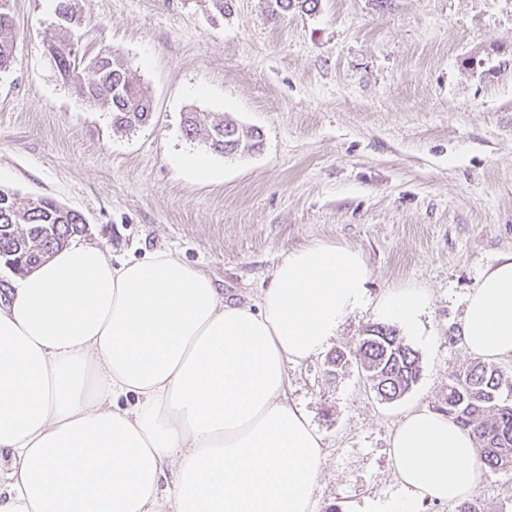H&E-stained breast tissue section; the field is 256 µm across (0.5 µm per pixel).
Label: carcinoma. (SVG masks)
<instances>
[{
    "label": "carcinoma",
    "mask_w": 512,
    "mask_h": 512,
    "mask_svg": "<svg viewBox=\"0 0 512 512\" xmlns=\"http://www.w3.org/2000/svg\"><path fill=\"white\" fill-rule=\"evenodd\" d=\"M272 11L286 12L294 6L313 11L318 0H270ZM54 33L48 53L60 77L84 100L112 113L116 134H124L145 123L152 99L127 73L119 55L103 49L90 61L97 66L88 76L79 71L73 54L70 29L80 23L74 0H56ZM9 0H0V71L11 66L14 54ZM185 135L203 139L220 154L253 150L260 144L255 130L243 131L231 119L215 120L203 112H190L184 121ZM86 231L82 214L47 198L21 199L0 188V261L14 264L25 274L49 260L69 241ZM356 363L368 369L377 381L376 396L394 400L406 393L420 375L419 356L399 331L383 323L367 329L354 352ZM512 378L493 363L474 359L448 382V398L440 411L474 434L486 468L512 470Z\"/></svg>",
    "instance_id": "obj_1"
}]
</instances>
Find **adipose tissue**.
<instances>
[{"instance_id":"ef3b65f1","label":"adipose tissue","mask_w":512,"mask_h":512,"mask_svg":"<svg viewBox=\"0 0 512 512\" xmlns=\"http://www.w3.org/2000/svg\"><path fill=\"white\" fill-rule=\"evenodd\" d=\"M370 277L360 251L317 241L240 303L173 254L116 264L71 241L0 289V512H313L324 436L287 369L332 345ZM430 303L397 288L375 313L415 336ZM463 337L512 356V256L469 292ZM390 460L403 494L381 512L471 499L485 471L471 432L427 408Z\"/></svg>"}]
</instances>
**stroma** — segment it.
<instances>
[{"label":"stroma","instance_id":"1","mask_svg":"<svg viewBox=\"0 0 512 512\" xmlns=\"http://www.w3.org/2000/svg\"><path fill=\"white\" fill-rule=\"evenodd\" d=\"M14 62L0 73V188L80 212L83 240L113 262L169 251L225 298L255 301L291 249H359L369 304L333 346L352 350L391 288L429 289L417 383L378 401L348 360L288 368V396L325 436L315 512H372L401 496L389 463L406 411L438 410L468 365V293L512 254V0H319L274 18L267 0H77L85 58L108 48L153 101L117 135L110 113L58 77L47 51L55 0H10ZM257 129L259 149L211 151L187 112ZM203 157L210 178L185 167ZM476 498L512 512V471Z\"/></svg>","mask_w":512,"mask_h":512}]
</instances>
